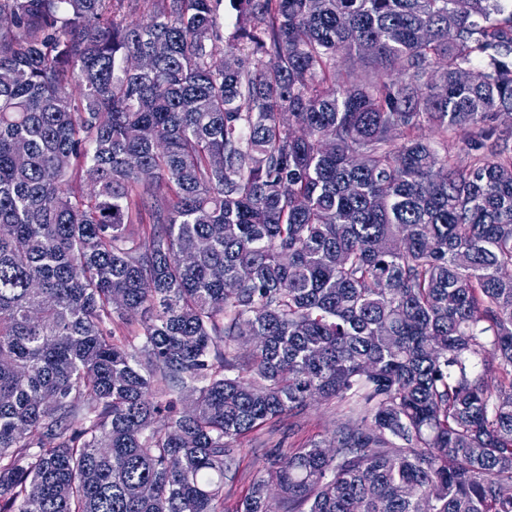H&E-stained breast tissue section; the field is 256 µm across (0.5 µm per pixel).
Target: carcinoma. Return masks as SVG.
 Here are the masks:
<instances>
[{
    "mask_svg": "<svg viewBox=\"0 0 512 512\" xmlns=\"http://www.w3.org/2000/svg\"><path fill=\"white\" fill-rule=\"evenodd\" d=\"M121 2L0 0V512H224L314 396L237 512H512V7ZM339 413L333 403L319 401L311 404L306 415L301 418V430L288 432L294 419L284 418L280 431L268 439L267 436L240 448L242 465L231 495L224 499V512H236L240 498L244 495L251 478L268 466L270 456L276 452L286 451L291 446L307 439L329 437L337 424Z\"/></svg>",
    "mask_w": 512,
    "mask_h": 512,
    "instance_id": "obj_1",
    "label": "carcinoma"
}]
</instances>
